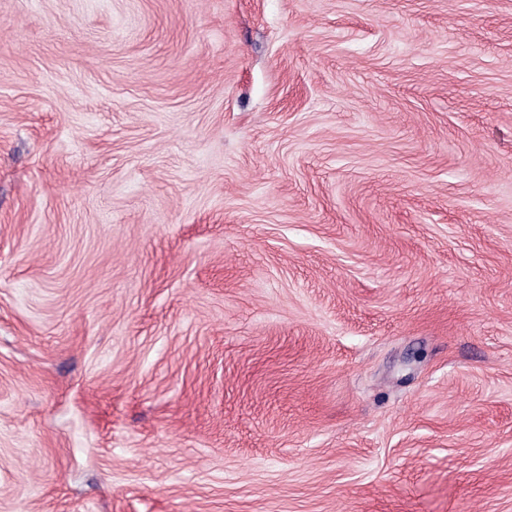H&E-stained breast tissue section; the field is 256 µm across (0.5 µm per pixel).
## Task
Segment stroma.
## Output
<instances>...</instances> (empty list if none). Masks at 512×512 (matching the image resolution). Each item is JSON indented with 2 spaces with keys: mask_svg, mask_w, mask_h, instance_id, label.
<instances>
[{
  "mask_svg": "<svg viewBox=\"0 0 512 512\" xmlns=\"http://www.w3.org/2000/svg\"><path fill=\"white\" fill-rule=\"evenodd\" d=\"M0 512H512V0H0Z\"/></svg>",
  "mask_w": 512,
  "mask_h": 512,
  "instance_id": "obj_1",
  "label": "stroma"
}]
</instances>
